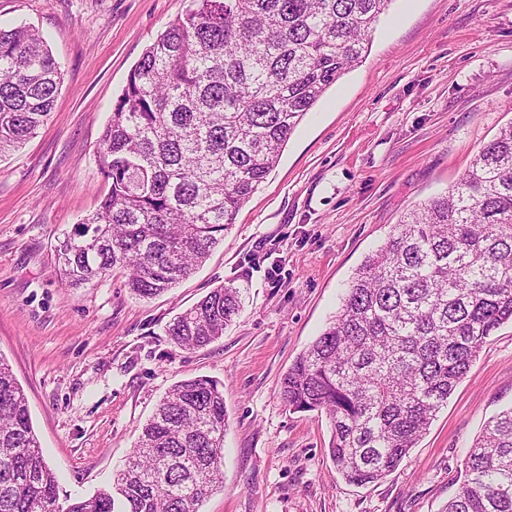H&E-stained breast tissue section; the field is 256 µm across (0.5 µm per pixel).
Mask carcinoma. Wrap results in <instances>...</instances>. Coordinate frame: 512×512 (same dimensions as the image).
<instances>
[{"instance_id":"1","label":"carcinoma","mask_w":512,"mask_h":512,"mask_svg":"<svg viewBox=\"0 0 512 512\" xmlns=\"http://www.w3.org/2000/svg\"><path fill=\"white\" fill-rule=\"evenodd\" d=\"M393 0H191L143 52L100 137L108 190L58 239L65 283L113 273L151 298L190 277L278 165L305 115L369 49ZM63 74L35 29L0 27V156L47 122ZM224 283L167 328L184 349L239 314ZM512 322V122L444 194L406 213L365 257L328 327L280 394L326 414L350 483L384 478L448 402L490 336ZM224 390L175 384L112 486L67 508L0 356V512H198L224 483ZM442 512H512V407L488 419Z\"/></svg>"}]
</instances>
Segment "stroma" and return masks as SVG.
I'll return each mask as SVG.
<instances>
[{"instance_id":"stroma-1","label":"stroma","mask_w":512,"mask_h":512,"mask_svg":"<svg viewBox=\"0 0 512 512\" xmlns=\"http://www.w3.org/2000/svg\"><path fill=\"white\" fill-rule=\"evenodd\" d=\"M190 0H0V26L45 36L64 74L47 124L0 157V355L29 405L60 506L107 486L178 382L224 390V484L199 512H440L486 421L512 407V323L502 325L401 464L349 484L330 423L280 397L364 258L404 212L445 192L512 122V0H394L363 61L291 135L224 242L152 299L120 275L68 287L55 246L97 208L99 137L142 53ZM243 305L212 345L167 327L212 288Z\"/></svg>"}]
</instances>
